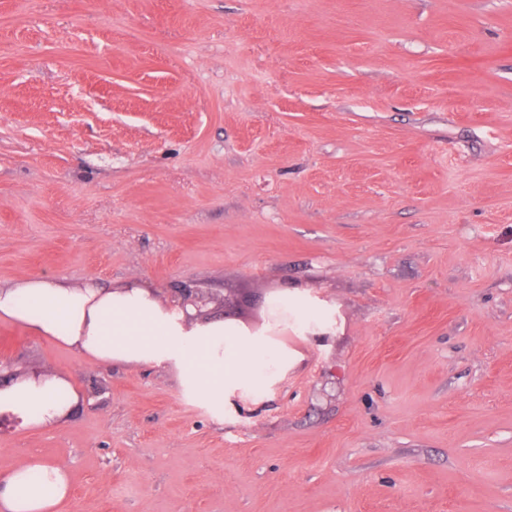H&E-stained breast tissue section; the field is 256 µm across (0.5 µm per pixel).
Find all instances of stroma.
Here are the masks:
<instances>
[{"label": "stroma", "mask_w": 512, "mask_h": 512, "mask_svg": "<svg viewBox=\"0 0 512 512\" xmlns=\"http://www.w3.org/2000/svg\"><path fill=\"white\" fill-rule=\"evenodd\" d=\"M34 274L332 310L221 415L0 317V377L87 399L0 423L57 512H512V0H0V286Z\"/></svg>", "instance_id": "obj_1"}]
</instances>
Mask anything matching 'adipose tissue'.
I'll return each mask as SVG.
<instances>
[{"label":"adipose tissue","instance_id":"1","mask_svg":"<svg viewBox=\"0 0 512 512\" xmlns=\"http://www.w3.org/2000/svg\"><path fill=\"white\" fill-rule=\"evenodd\" d=\"M0 315L100 363L175 369L185 394L216 411L255 402L262 387L285 380L303 360L279 337L289 324L323 321L324 308L287 300L269 309V330L254 334L220 318L199 320L194 308L164 305L149 290L82 287L49 276L0 286ZM82 396L62 376L30 377L0 386V414L24 427L66 422ZM70 492L67 468L38 458L0 477V512H52Z\"/></svg>","mask_w":512,"mask_h":512}]
</instances>
